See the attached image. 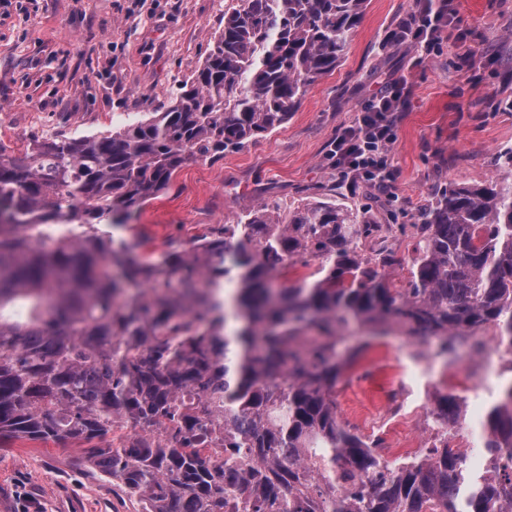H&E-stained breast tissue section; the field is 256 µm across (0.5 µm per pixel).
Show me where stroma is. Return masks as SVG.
<instances>
[{"label":"stroma","instance_id":"stroma-1","mask_svg":"<svg viewBox=\"0 0 512 512\" xmlns=\"http://www.w3.org/2000/svg\"><path fill=\"white\" fill-rule=\"evenodd\" d=\"M411 0H368L336 70L310 86L288 121L222 160L183 167L170 188L145 203L134 229L114 237L161 254L243 210L287 211L330 198L369 206L402 263L411 257L414 217L445 188L482 185L512 147V0H453L466 40L444 33L434 51L392 47L388 34ZM224 27V0H0V143L21 151L63 134L99 136L171 101ZM408 74V103L390 155L392 190L348 185L327 160L330 142L362 104ZM400 334L370 340L336 386L342 419L370 386L396 393L414 425L420 395L454 391L463 401L460 443L470 446L493 400L449 388L446 376L406 363L422 352ZM0 512H139L133 498L89 465L70 442L0 441Z\"/></svg>","mask_w":512,"mask_h":512}]
</instances>
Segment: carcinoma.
Returning <instances> with one entry per match:
<instances>
[{"mask_svg":"<svg viewBox=\"0 0 512 512\" xmlns=\"http://www.w3.org/2000/svg\"><path fill=\"white\" fill-rule=\"evenodd\" d=\"M367 0H235L190 84L112 133L0 145V439L84 445L141 512H512V386L480 421L483 469L438 442L383 458L341 420L366 343L404 332L452 355L486 326L512 346V148L505 175L417 215L406 285L363 256L364 208L315 200L141 256L126 225L188 162L286 122L336 69Z\"/></svg>","mask_w":512,"mask_h":512,"instance_id":"obj_1","label":"carcinoma"}]
</instances>
